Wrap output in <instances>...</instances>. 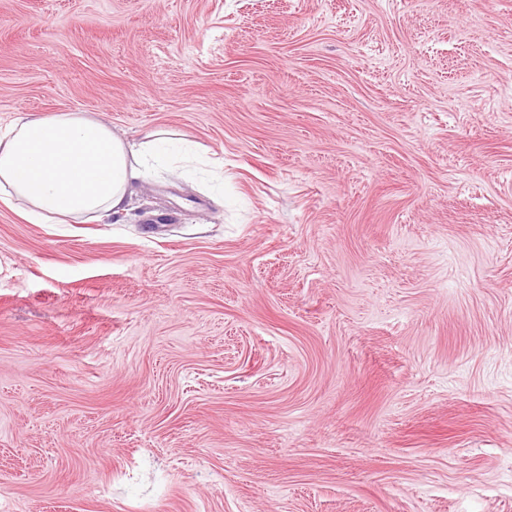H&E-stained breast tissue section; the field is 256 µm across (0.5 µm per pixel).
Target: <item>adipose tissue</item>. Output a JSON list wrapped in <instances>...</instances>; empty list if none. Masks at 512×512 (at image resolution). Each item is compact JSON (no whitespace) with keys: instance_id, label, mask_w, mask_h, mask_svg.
<instances>
[{"instance_id":"adipose-tissue-1","label":"adipose tissue","mask_w":512,"mask_h":512,"mask_svg":"<svg viewBox=\"0 0 512 512\" xmlns=\"http://www.w3.org/2000/svg\"><path fill=\"white\" fill-rule=\"evenodd\" d=\"M169 137L159 129L130 141L77 110L17 118L0 132V199L23 203L24 218L35 224L122 223L131 187L166 163L160 146Z\"/></svg>"}]
</instances>
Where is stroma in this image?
<instances>
[{"label":"stroma","instance_id":"35a3bbf8","mask_svg":"<svg viewBox=\"0 0 512 512\" xmlns=\"http://www.w3.org/2000/svg\"><path fill=\"white\" fill-rule=\"evenodd\" d=\"M206 167L0 201V512H512V0H0V128ZM170 134L159 129L129 141L77 110L17 118L0 132V200L22 202L23 217L33 224L87 217L120 224L130 188L167 162L159 146Z\"/></svg>","mask_w":512,"mask_h":512}]
</instances>
